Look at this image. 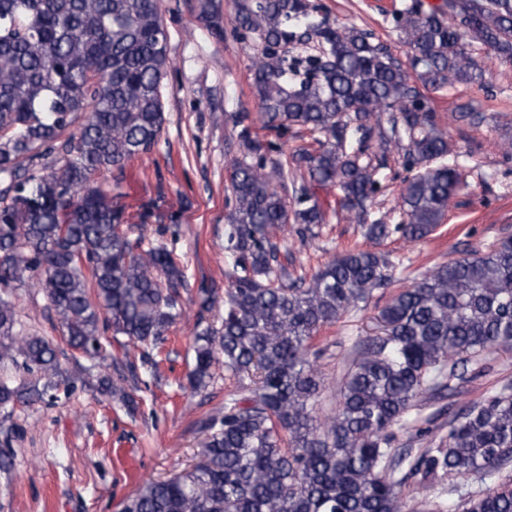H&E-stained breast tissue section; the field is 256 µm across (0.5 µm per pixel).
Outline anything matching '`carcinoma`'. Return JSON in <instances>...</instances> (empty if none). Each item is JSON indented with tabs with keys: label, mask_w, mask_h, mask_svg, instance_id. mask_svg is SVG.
I'll return each mask as SVG.
<instances>
[{
	"label": "carcinoma",
	"mask_w": 512,
	"mask_h": 512,
	"mask_svg": "<svg viewBox=\"0 0 512 512\" xmlns=\"http://www.w3.org/2000/svg\"><path fill=\"white\" fill-rule=\"evenodd\" d=\"M238 30L261 45L253 89L263 128H296L313 145L281 147L252 136L226 187L225 250L232 258L220 326H196L191 382L214 364L248 395L197 421L198 462L144 483L121 512H408L401 486L420 476L437 512H512V383L448 419L440 433L424 406L468 381L465 365L512 352V234L487 250L435 266L380 311L384 332L354 344L338 405L324 417L318 331L361 308L391 280L393 262L354 247L312 276L288 272L277 234L301 244L326 213L317 190L334 186L368 241L432 235L444 223L460 172L448 136L420 87L479 83L468 52L478 43L512 69V0H422L394 14L404 63L356 25L337 26L312 0H236ZM159 0H0V470L23 430L18 404L72 391L54 342L20 328L11 293L35 288L68 347L106 360L112 338L137 350L112 374L82 368L103 395L138 408L139 369L159 380L157 351L181 311L184 272L161 243L120 229L123 211L91 186L103 170L154 147L165 122L168 66ZM87 114L76 134L65 132ZM414 172L401 193L403 221L373 218L378 170L392 153ZM291 186L288 204L273 186ZM416 431L411 461L395 452V428Z\"/></svg>",
	"instance_id": "carcinoma-1"
}]
</instances>
